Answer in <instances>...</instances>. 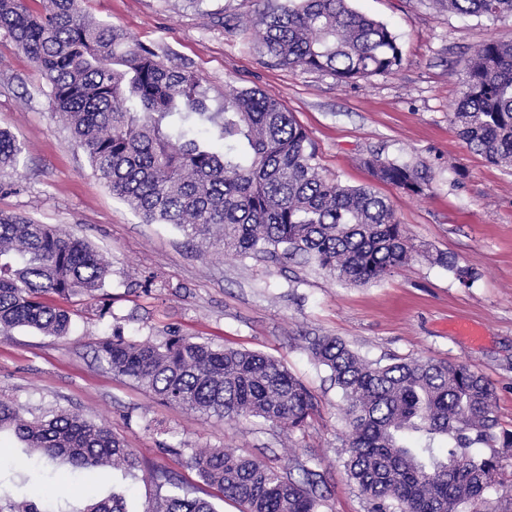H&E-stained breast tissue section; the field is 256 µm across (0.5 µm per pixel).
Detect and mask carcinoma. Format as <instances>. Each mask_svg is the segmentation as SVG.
I'll list each match as a JSON object with an SVG mask.
<instances>
[{
	"label": "carcinoma",
	"instance_id": "1",
	"mask_svg": "<svg viewBox=\"0 0 512 512\" xmlns=\"http://www.w3.org/2000/svg\"><path fill=\"white\" fill-rule=\"evenodd\" d=\"M84 0H0V29L39 68L73 140L93 174L147 224H171L193 244L245 258L282 250L344 282H379L413 257L404 226L387 200L364 186L324 176L316 148L278 99L257 88L231 89L209 103L198 76L169 66L125 30L90 19ZM252 27L258 49L288 67L327 72L340 83L390 74L402 62L396 37L350 0H257ZM453 13L495 22L512 17V0H434ZM452 122L465 143L489 163L512 169V38L489 37L465 65ZM215 131L220 148L200 140ZM23 147L0 130V176L18 172ZM372 177L407 193L423 179L407 164L370 157ZM111 263L60 224L0 213V334L18 327L65 336L69 311L48 302L95 298ZM307 350L341 390L349 428L344 468L368 512H466L485 504L494 484V455L469 449L496 442L495 392L464 364L434 359L369 361L334 336L315 337ZM98 356L163 404L257 420L288 433L317 412L306 385L278 359L259 352L216 349L173 330L161 342L113 335ZM25 447L71 466L56 485L37 488L13 512H52L47 503L81 475L82 486L112 465L132 474L142 464L103 422L77 414L25 418L0 399V431ZM447 440V452L412 448L407 435ZM190 465L206 485L240 512H319L324 475L306 465L297 474L229 448H200ZM145 478L169 494L154 512H216L183 491L163 470ZM83 512H127L118 494L93 499Z\"/></svg>",
	"mask_w": 512,
	"mask_h": 512
}]
</instances>
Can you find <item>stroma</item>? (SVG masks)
Here are the masks:
<instances>
[{
    "label": "stroma",
    "instance_id": "1",
    "mask_svg": "<svg viewBox=\"0 0 512 512\" xmlns=\"http://www.w3.org/2000/svg\"><path fill=\"white\" fill-rule=\"evenodd\" d=\"M355 9L396 34L401 66L348 85L329 74L279 66L248 32L224 30L221 18L254 19L255 0H87L94 19L121 27L168 64L190 68L212 102L226 88H257L278 98L315 143L323 175L367 185L390 202L417 254L386 279L351 285L315 264L277 256L239 259L199 251L168 224H147L92 174L85 152L53 110L37 67L0 30V129L23 147L20 172L0 178V212L62 224L112 263L104 287L110 311L75 298L67 336L19 327L0 335V398L25 417L78 413L107 423L143 465L171 472L217 512L239 505L202 483L189 465L197 448H236L281 471L316 464L327 480L320 512H367L346 478L348 431L341 393L310 357L313 336H335L361 356L434 358L463 363L495 390L500 426L512 430V171L471 151L450 121L460 98L463 61L488 36H512V17L497 23L457 15L433 0H352ZM407 163L422 194L372 180L363 158ZM443 255L476 273L459 284ZM177 329L215 347L270 355L315 395L318 414L299 431L229 422L169 407L97 359V343L114 334L160 342ZM0 506L29 497L68 464L29 456L0 435ZM479 447L482 456L494 453ZM486 499L512 512V450L499 449ZM30 458L14 467L11 458ZM93 491L123 495L128 512H152L158 488L120 468L105 469Z\"/></svg>",
    "mask_w": 512,
    "mask_h": 512
}]
</instances>
